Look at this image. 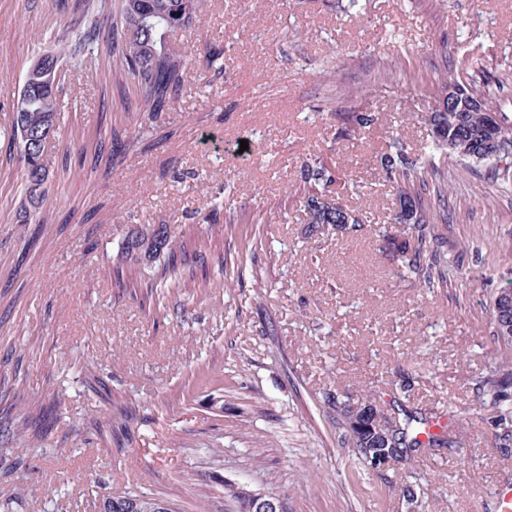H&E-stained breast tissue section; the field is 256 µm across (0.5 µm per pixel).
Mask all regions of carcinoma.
<instances>
[{
    "label": "carcinoma",
    "instance_id": "cac0c4a2",
    "mask_svg": "<svg viewBox=\"0 0 512 512\" xmlns=\"http://www.w3.org/2000/svg\"><path fill=\"white\" fill-rule=\"evenodd\" d=\"M206 0H120L116 11V30L111 45L118 50L119 72L136 84L138 101L136 126L146 129L171 109L184 80L190 72L186 52L174 48L169 34L177 28L189 27L204 8ZM97 20H91L51 50L59 62L70 59L78 66L92 65L99 45ZM36 54L26 71L22 87L13 102L14 120L9 128H0V139L16 151L24 163L23 201L18 210L22 224L41 223L40 214L50 189L49 170L43 161L41 144L28 143L30 137L53 133L60 124L59 92L67 75H58L39 65ZM491 80L459 83L448 73L433 90L437 108L430 113L427 124L431 131L432 155L453 157L465 163L494 161L512 168V115L502 111L489 89ZM346 120L356 130L371 126L376 116L371 112H353ZM381 168L398 188L399 214L402 230L383 235L387 248L402 261L418 283L428 291L447 284L444 258L436 229L437 213L425 203L427 192H443L444 174L433 160L413 158L404 143L391 139L379 154ZM331 171L313 156L300 172L296 191L303 199L307 223L313 230L327 227L357 232L364 225L363 214L348 208L340 198L324 193L333 183ZM128 255L142 254L148 258H164L165 270L176 274V249L166 225L159 224L149 233L135 232L124 244ZM224 287L233 288L242 281L245 263L222 258ZM494 338L504 349L512 348V299L494 297L491 306ZM512 385V358L494 362L480 381L479 403H496L503 387ZM342 423L354 447L366 456L365 448H386L392 461L403 463L421 448L442 447L448 443L447 429L439 426L433 432L431 420L405 415L389 417L369 393L357 404L342 403ZM101 512H172L159 498L145 493L113 496L102 503Z\"/></svg>",
    "mask_w": 512,
    "mask_h": 512
}]
</instances>
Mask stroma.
Wrapping results in <instances>:
<instances>
[{
  "instance_id": "1",
  "label": "stroma",
  "mask_w": 512,
  "mask_h": 512,
  "mask_svg": "<svg viewBox=\"0 0 512 512\" xmlns=\"http://www.w3.org/2000/svg\"><path fill=\"white\" fill-rule=\"evenodd\" d=\"M86 3L0 0V127L32 57L82 26ZM173 39L191 71L145 135L108 45L66 85L43 224L18 223L23 168L0 143V504L99 512L133 492L173 512H238L224 487L239 484L279 495L285 512H499L512 440L500 444L497 416L512 387L496 408L476 388L499 354L490 301L512 282V174L439 160L448 285L429 292L382 250L399 202L373 158L393 135L427 154L449 71L500 77L512 113V0H361L356 13L337 0H207ZM348 112L378 120L355 133ZM116 131L133 139L119 160L82 163ZM311 154L362 211L357 234L310 231L292 187ZM216 198L232 229L204 223ZM162 223L185 247L169 315L148 299L162 263L124 268L121 288L113 275L127 232ZM227 253L248 266L233 288ZM370 390L384 409L446 420L452 445L369 468L326 397ZM42 406L57 422L26 436Z\"/></svg>"
}]
</instances>
